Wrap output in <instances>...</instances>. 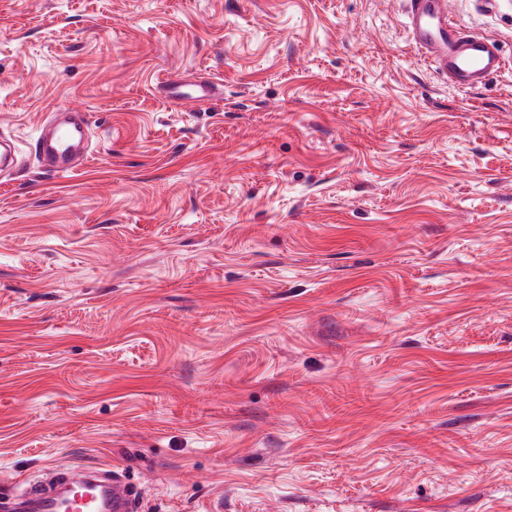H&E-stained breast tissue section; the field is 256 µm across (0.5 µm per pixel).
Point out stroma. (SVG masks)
<instances>
[{"label":"stroma","instance_id":"obj_1","mask_svg":"<svg viewBox=\"0 0 512 512\" xmlns=\"http://www.w3.org/2000/svg\"><path fill=\"white\" fill-rule=\"evenodd\" d=\"M0 0V484L90 466L136 512H512V0ZM212 79L176 105L159 82ZM406 5L410 42L457 86L478 88L500 71L503 56L496 41L453 21L447 0H407ZM32 152L43 173L56 176L72 173L78 162L91 155L87 113L73 108L56 109L40 125ZM20 148L17 141L9 135L0 134V175L8 168L9 175L16 168Z\"/></svg>","mask_w":512,"mask_h":512}]
</instances>
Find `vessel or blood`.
<instances>
[{"label":"vessel or blood","instance_id":"b4317fda","mask_svg":"<svg viewBox=\"0 0 512 512\" xmlns=\"http://www.w3.org/2000/svg\"><path fill=\"white\" fill-rule=\"evenodd\" d=\"M406 31L410 42L444 76L464 89L482 86L503 65L495 40L473 34L450 17L448 0H407ZM212 83L171 79L161 84L164 96L191 104L211 100ZM32 152L42 172L72 173L91 154L90 122L86 112L62 108L39 127ZM20 148L0 134V174L15 169ZM134 495L123 482L95 468L75 466L45 470L24 490L0 492V512H134Z\"/></svg>","mask_w":512,"mask_h":512}]
</instances>
